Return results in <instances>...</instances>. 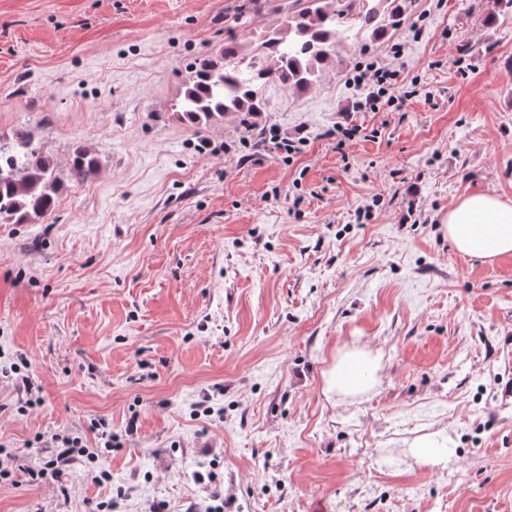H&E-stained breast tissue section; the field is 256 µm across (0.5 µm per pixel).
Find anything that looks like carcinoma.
<instances>
[{"mask_svg": "<svg viewBox=\"0 0 512 512\" xmlns=\"http://www.w3.org/2000/svg\"><path fill=\"white\" fill-rule=\"evenodd\" d=\"M404 0H291L280 23L258 36L257 48L244 54L236 30L248 23L249 11L239 5L226 26L221 60L198 59L186 85L181 118L201 125L243 114L241 126L254 128L263 112L262 90L277 81L284 88L307 89L321 65L335 53L346 33L369 31L374 37L396 33L404 21ZM73 174L86 179L98 170L96 154L78 147L71 157ZM60 185L55 164L39 147L36 129L18 131L0 142V224H36L53 212Z\"/></svg>", "mask_w": 512, "mask_h": 512, "instance_id": "carcinoma-1", "label": "carcinoma"}]
</instances>
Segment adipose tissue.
Here are the masks:
<instances>
[{"label":"adipose tissue","instance_id":"1","mask_svg":"<svg viewBox=\"0 0 512 512\" xmlns=\"http://www.w3.org/2000/svg\"><path fill=\"white\" fill-rule=\"evenodd\" d=\"M448 237L457 253L484 259L512 253V202L490 194L469 195L448 210ZM377 357L359 348L337 352L325 374V389L339 396H356L375 384Z\"/></svg>","mask_w":512,"mask_h":512}]
</instances>
